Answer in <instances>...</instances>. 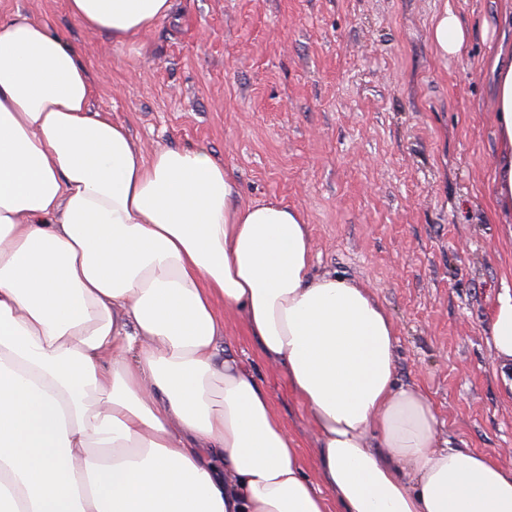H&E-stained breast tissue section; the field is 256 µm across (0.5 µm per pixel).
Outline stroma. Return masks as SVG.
Returning a JSON list of instances; mask_svg holds the SVG:
<instances>
[{
	"instance_id": "35a3bbf8",
	"label": "stroma",
	"mask_w": 512,
	"mask_h": 512,
	"mask_svg": "<svg viewBox=\"0 0 512 512\" xmlns=\"http://www.w3.org/2000/svg\"><path fill=\"white\" fill-rule=\"evenodd\" d=\"M451 7L472 38L440 56L433 17ZM498 0H173L139 40L85 31L66 0H0L49 18L95 82L92 108L144 153L206 147L245 202L300 208L315 272L363 282L392 314L396 379L432 401L454 445L512 466V367L489 318L512 236L486 185L496 158L483 30ZM249 359L308 472L315 433L277 368L235 319Z\"/></svg>"
}]
</instances>
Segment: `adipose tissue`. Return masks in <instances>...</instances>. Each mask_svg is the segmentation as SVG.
Segmentation results:
<instances>
[{
  "instance_id": "1",
  "label": "adipose tissue",
  "mask_w": 512,
  "mask_h": 512,
  "mask_svg": "<svg viewBox=\"0 0 512 512\" xmlns=\"http://www.w3.org/2000/svg\"><path fill=\"white\" fill-rule=\"evenodd\" d=\"M114 44L173 0H67ZM489 60L512 223V0ZM441 56L470 31L434 16ZM81 54L49 21L0 18V512H512V467L453 447L395 377L396 326L372 289L314 271L302 210L238 202L209 149L145 156L89 102ZM238 319L317 435V477L252 369ZM512 364V284L491 313Z\"/></svg>"
}]
</instances>
